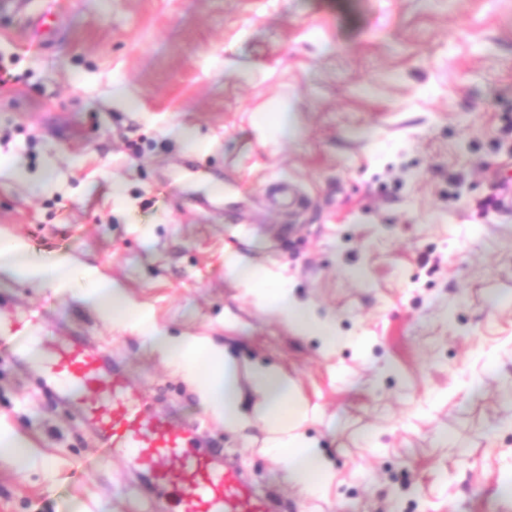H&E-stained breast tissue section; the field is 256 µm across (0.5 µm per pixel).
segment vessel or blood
<instances>
[{"label":"vessel or blood","mask_w":512,"mask_h":512,"mask_svg":"<svg viewBox=\"0 0 512 512\" xmlns=\"http://www.w3.org/2000/svg\"><path fill=\"white\" fill-rule=\"evenodd\" d=\"M62 391L82 401L87 420L111 447L140 465L174 512H272L269 497L238 470L221 466L215 451L197 448L189 427L149 416L119 371L81 343L57 348L48 363Z\"/></svg>","instance_id":"1"}]
</instances>
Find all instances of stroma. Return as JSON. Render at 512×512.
Segmentation results:
<instances>
[{
	"label": "stroma",
	"instance_id": "stroma-1",
	"mask_svg": "<svg viewBox=\"0 0 512 512\" xmlns=\"http://www.w3.org/2000/svg\"><path fill=\"white\" fill-rule=\"evenodd\" d=\"M43 4H0V236L72 281L0 268V424L39 453L0 460V512L173 509L102 455L18 323L44 353H104L282 512H512V210L480 207L512 190V0H58L46 51L25 37ZM230 251L346 344L260 308ZM88 265L168 335L223 345L249 424L225 427L180 365L86 303ZM256 363L309 407L331 471L316 491L254 419Z\"/></svg>",
	"mask_w": 512,
	"mask_h": 512
}]
</instances>
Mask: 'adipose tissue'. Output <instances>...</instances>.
I'll return each mask as SVG.
<instances>
[{"label":"adipose tissue","instance_id":"1","mask_svg":"<svg viewBox=\"0 0 512 512\" xmlns=\"http://www.w3.org/2000/svg\"><path fill=\"white\" fill-rule=\"evenodd\" d=\"M0 262L9 264L13 273L22 279L47 281L60 290L70 285V274L65 265H47L24 257L19 244L11 238L0 237ZM242 276L252 284L262 308L284 316L300 331L320 335L328 347L341 344L334 323L316 317L268 271L248 268L243 270ZM84 277L87 282L85 298L106 319L134 324L152 349L183 365L197 384L207 408L223 419L226 426L234 428L247 424L248 419L238 406L237 364L223 347L194 336L163 334L147 315L131 306L120 285L98 277L91 268L85 269ZM250 379L264 398L261 420L279 435L277 445L282 450L289 481L308 489L325 484L330 472L324 460L313 444L296 432L300 422L307 417L308 408L299 398L293 381L277 367L262 364L252 367Z\"/></svg>","mask_w":512,"mask_h":512}]
</instances>
